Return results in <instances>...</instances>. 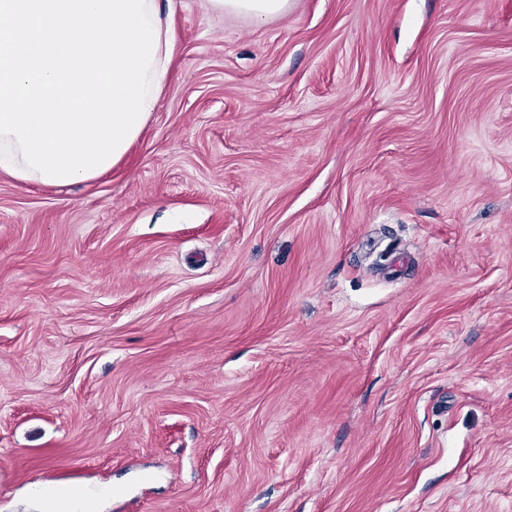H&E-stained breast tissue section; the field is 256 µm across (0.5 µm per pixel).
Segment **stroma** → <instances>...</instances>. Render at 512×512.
<instances>
[{
    "instance_id": "stroma-1",
    "label": "stroma",
    "mask_w": 512,
    "mask_h": 512,
    "mask_svg": "<svg viewBox=\"0 0 512 512\" xmlns=\"http://www.w3.org/2000/svg\"><path fill=\"white\" fill-rule=\"evenodd\" d=\"M96 181L0 175V512H512V0H172ZM149 1L152 2V5H148V10H149V6H153L155 4L156 10H154V11H156V16L158 18V22H160V21L161 22H160V25H159V23L157 24L158 35H160V41L158 38L159 47L156 52L155 60L153 61V67L152 68L149 67V71H147L146 83H147V80L151 81V79H149L152 75L151 70H155L153 73V75H155V78H156V70H157V78L154 80V83H155V87H156V83H158L159 81L161 82V83H159L158 94L156 93V91H154L155 92L154 96L156 98L151 99V105L149 103V99L145 97V99H148V103L144 104V106H147V105L151 106L150 108H147L149 110L146 111V113L148 112L147 119L144 118L145 120L143 121V125L141 126V129H139V132L137 131L138 134L137 135L135 134V138H134L133 142H131L129 147L126 148L127 150L125 152L122 151L119 161H116L117 162L116 164H114L112 167L110 166V168L105 170L103 173L101 172L99 174H96L95 177L90 176L92 178H89V179H86L83 181L76 180L79 182L72 183V184L94 181V180L98 179L99 177H101L102 175H104L105 173L111 171L112 168H114L116 165H118L121 162V160L124 158V156L130 149L132 144L136 140L139 139L140 135L145 130L146 126L148 125V123L151 119L152 113L155 111L157 101H158L159 97L161 96L162 92L164 91V88L166 87L167 80H168V74H169V64H170V61H171V58H172V55L174 52V48H175V41H176L175 33H174V29L172 27V23H171L169 14H167V13L165 14V9H164L165 3L162 2V0H146L144 6H146V4H149ZM149 75H150V77H149ZM209 8L224 15H243L264 19L288 10V0H206Z\"/></svg>"
}]
</instances>
